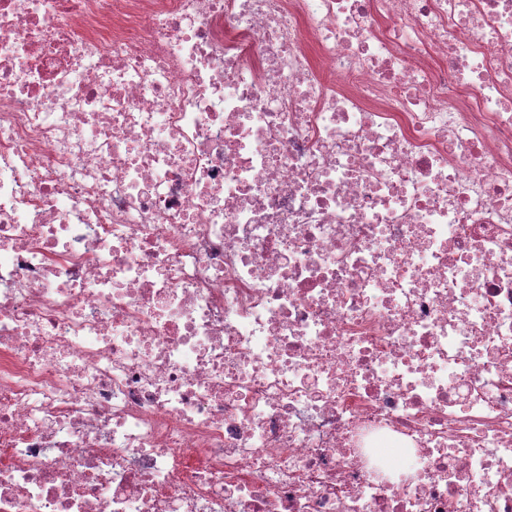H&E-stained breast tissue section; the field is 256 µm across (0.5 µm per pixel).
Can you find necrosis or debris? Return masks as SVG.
Instances as JSON below:
<instances>
[{
  "label": "necrosis or debris",
  "instance_id": "4bbe7bcc",
  "mask_svg": "<svg viewBox=\"0 0 512 512\" xmlns=\"http://www.w3.org/2000/svg\"><path fill=\"white\" fill-rule=\"evenodd\" d=\"M0 512H512V0H0Z\"/></svg>",
  "mask_w": 512,
  "mask_h": 512
}]
</instances>
